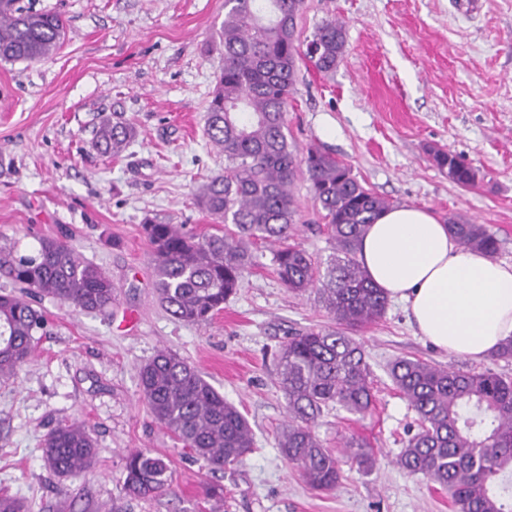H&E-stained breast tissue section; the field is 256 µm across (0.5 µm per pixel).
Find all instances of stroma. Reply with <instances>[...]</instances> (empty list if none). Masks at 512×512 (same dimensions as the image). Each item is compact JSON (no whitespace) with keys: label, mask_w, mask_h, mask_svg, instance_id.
I'll return each instance as SVG.
<instances>
[{"label":"stroma","mask_w":512,"mask_h":512,"mask_svg":"<svg viewBox=\"0 0 512 512\" xmlns=\"http://www.w3.org/2000/svg\"><path fill=\"white\" fill-rule=\"evenodd\" d=\"M24 3L61 15L66 35L49 58L0 61V244L28 254L40 238L66 239L107 273L117 296L93 313L35 300L46 322L35 352L15 377L0 379V494L27 512H452L446 491L395 463L417 424L386 364L406 356L511 375L512 364L436 349L390 302L381 321L355 334L372 365L375 409L361 418L332 410L316 428L342 461L336 490L318 492L277 447L287 402L275 375L288 332L334 324L314 294L289 291L260 245L212 321L176 320L156 298L146 220L198 235L215 222L196 194L224 171L205 134L223 65L224 0ZM333 18L345 24L343 56L327 73L300 60L289 141L319 146L392 205L487 226L501 241L498 262L512 265V0H304L301 40ZM105 117L137 131L121 157L93 145ZM434 147L476 168L477 186L449 181ZM291 190L296 241L327 260L325 222L304 175ZM162 349L200 370L249 421L253 450L233 470L211 472L151 414L139 370ZM73 421L97 446L93 468L78 478L53 474L44 460L47 433ZM351 436L368 444L371 470L342 447ZM132 450L169 460L170 492L125 494ZM208 485L221 496L205 495Z\"/></svg>","instance_id":"35a3bbf8"}]
</instances>
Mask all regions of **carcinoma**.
I'll return each instance as SVG.
<instances>
[{"label":"carcinoma","mask_w":512,"mask_h":512,"mask_svg":"<svg viewBox=\"0 0 512 512\" xmlns=\"http://www.w3.org/2000/svg\"><path fill=\"white\" fill-rule=\"evenodd\" d=\"M302 4L224 0V67L205 129L209 142L224 153V173L211 177L197 194L199 207L221 225L202 236L156 221L143 224V230L153 248L157 298L180 321L204 323L222 310L240 288L258 244L272 249L276 273L288 290L317 292L336 326L294 332L279 348L276 375L287 398L288 426L278 448L309 487L332 491L341 479V460L323 446L315 428L331 409L363 417L374 405L371 365L350 333L377 322L388 308L359 252L369 225L391 203L330 154L313 146L299 153L288 142L285 114L295 92L297 60L304 56L326 72L336 68L345 46L344 24L331 19L306 41L315 54L300 50L296 18ZM64 35L60 16L33 11L20 0H0V60L45 59ZM135 137L131 124L104 119L94 139L101 153L118 157ZM432 157L451 182L476 185L477 170L461 157L441 149ZM300 171L330 236L333 253L323 268L290 242L296 232L291 185ZM447 225L463 248L492 259L499 254V240L484 225L455 215ZM0 276L20 286L18 294L0 293L1 378L14 376L30 359L45 324L26 292L99 312L111 307L116 295L112 279L59 238L38 239L30 255L1 244ZM387 373L418 426L397 456L399 468L446 489L454 512H512V376L409 357L396 358ZM139 378L155 419L211 468L236 466L252 450L246 418L186 360L161 350L141 366ZM345 447L359 466H373L362 443L350 438ZM96 455L95 442L80 422L56 427L44 440L45 461L60 476L87 473ZM169 482L163 458L141 450L127 455V495L155 497Z\"/></svg>","instance_id":"1"}]
</instances>
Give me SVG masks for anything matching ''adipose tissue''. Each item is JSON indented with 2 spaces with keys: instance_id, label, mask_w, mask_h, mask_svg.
Listing matches in <instances>:
<instances>
[{
  "instance_id": "1",
  "label": "adipose tissue",
  "mask_w": 512,
  "mask_h": 512,
  "mask_svg": "<svg viewBox=\"0 0 512 512\" xmlns=\"http://www.w3.org/2000/svg\"><path fill=\"white\" fill-rule=\"evenodd\" d=\"M360 260L434 347L479 360L512 337V266L463 249L431 210L398 205L381 213Z\"/></svg>"
}]
</instances>
